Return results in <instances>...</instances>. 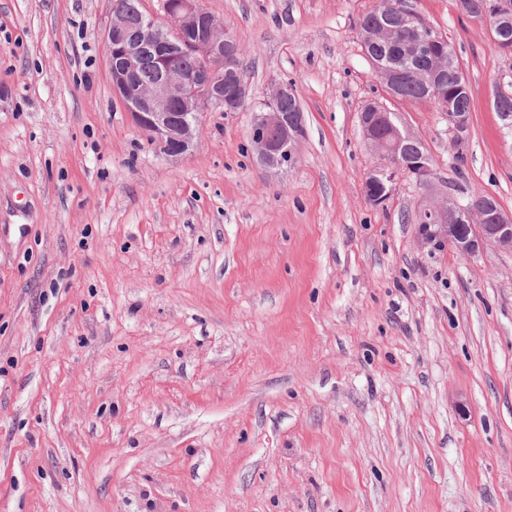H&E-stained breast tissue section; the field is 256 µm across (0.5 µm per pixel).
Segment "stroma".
Masks as SVG:
<instances>
[{
    "instance_id": "1",
    "label": "stroma",
    "mask_w": 512,
    "mask_h": 512,
    "mask_svg": "<svg viewBox=\"0 0 512 512\" xmlns=\"http://www.w3.org/2000/svg\"><path fill=\"white\" fill-rule=\"evenodd\" d=\"M410 3L470 80L464 176L433 105L390 108L512 213V65ZM202 4L247 98L173 161L112 94V0H0V512H512V252L421 245L410 177L366 202L376 0ZM281 81L305 130L270 176L248 131Z\"/></svg>"
}]
</instances>
